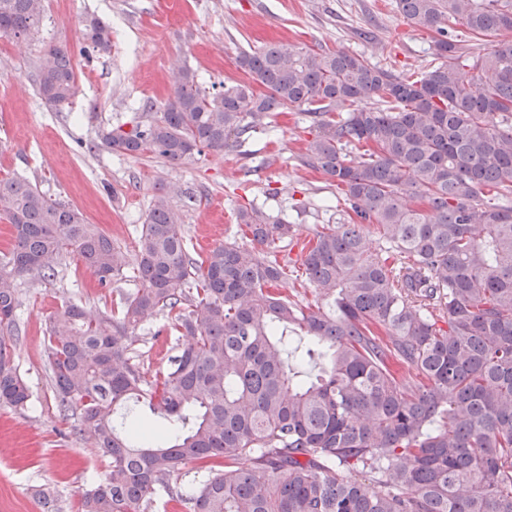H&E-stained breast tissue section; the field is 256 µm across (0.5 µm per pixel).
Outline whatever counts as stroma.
Here are the masks:
<instances>
[{
    "mask_svg": "<svg viewBox=\"0 0 512 512\" xmlns=\"http://www.w3.org/2000/svg\"><path fill=\"white\" fill-rule=\"evenodd\" d=\"M39 33L0 37V179L35 181L50 199L78 208L128 255H135L153 198L171 190L173 210L196 253L238 240L237 207L256 204L296 224V243L336 221V188L299 156L308 119L295 109L234 151H204L180 164L143 155L123 157L102 141V131L131 129L144 118L139 106L162 104L177 67L193 70L200 87L242 80L240 52L280 41L363 55L379 67L422 74L433 63L428 34L413 30L395 0H44ZM112 28L109 52L80 56L86 17ZM52 45L70 50L77 94L57 111L36 94L35 65ZM283 248L282 295L301 305L326 307L318 290L303 286V270ZM132 269L112 287H98L73 254L56 277L20 280L17 336L10 340L19 374L32 391L28 408L0 406V512H42L51 494L60 512H78L92 480L108 462L76 417L62 418L50 378L44 333L51 315L71 302L100 311L118 309L133 292ZM164 318H146L137 334L138 361L146 378L166 370L177 353L173 337L159 331Z\"/></svg>",
    "mask_w": 512,
    "mask_h": 512,
    "instance_id": "35a3bbf8",
    "label": "stroma"
}]
</instances>
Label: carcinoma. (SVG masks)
I'll return each mask as SVG.
<instances>
[{
    "instance_id": "1",
    "label": "carcinoma",
    "mask_w": 512,
    "mask_h": 512,
    "mask_svg": "<svg viewBox=\"0 0 512 512\" xmlns=\"http://www.w3.org/2000/svg\"><path fill=\"white\" fill-rule=\"evenodd\" d=\"M395 2L433 36L438 63L420 77L282 42L241 52L249 80L212 93L180 69L163 107L144 105L152 118L102 133L116 153L180 163L306 107L302 161L344 201L301 258L330 313L272 290L284 274L273 254L296 225L260 208L237 211L248 242L200 260L160 194L131 262L79 209L25 178L0 180L12 235L0 256L1 406L31 397L6 342L18 280L55 277L72 252L101 287L130 264L137 281L119 316L66 302L46 330L60 412L111 460L81 512H147L160 491L187 512H512V40L478 52L446 29L512 34V0ZM44 12V0H0V36L37 33ZM110 48L108 23L86 19L82 55ZM35 85L49 107L70 103L66 48L44 52ZM365 98L377 106L356 108ZM152 313L189 342L149 384L134 343ZM142 403L177 431L132 423ZM213 459L224 469L196 489L172 484Z\"/></svg>"
}]
</instances>
